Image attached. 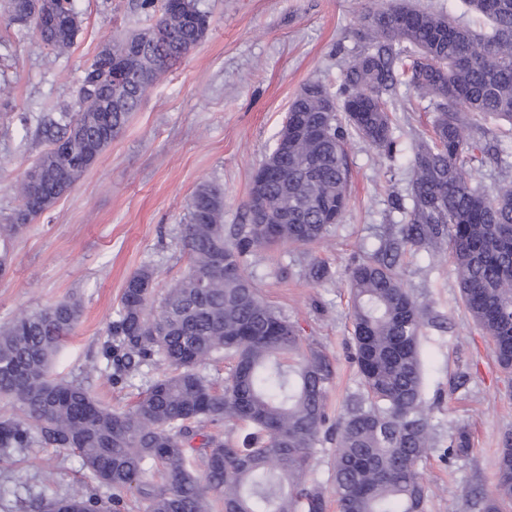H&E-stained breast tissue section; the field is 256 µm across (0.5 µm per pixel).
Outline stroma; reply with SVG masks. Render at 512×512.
Listing matches in <instances>:
<instances>
[{
    "label": "stroma",
    "instance_id": "1",
    "mask_svg": "<svg viewBox=\"0 0 512 512\" xmlns=\"http://www.w3.org/2000/svg\"><path fill=\"white\" fill-rule=\"evenodd\" d=\"M209 2L204 40L159 78L74 188L8 243L9 265L0 274V327L24 311L79 301V323L53 374L115 408L132 406L158 373L149 364L117 382L102 355L127 278L152 267L161 294L187 272L181 228L202 186H223L225 225L242 223L251 177L272 152L289 104L312 82L338 89L361 44L364 16L382 0ZM72 6L80 28L63 54L32 27L0 22V223L19 206L16 182L49 145L48 119L72 111L84 69L112 38L156 20L139 0H72ZM392 109V156L355 139L347 143L351 180L341 222L321 241L248 259L264 299L327 355L333 421L361 389L346 272L395 236L403 216L394 203L410 190L411 143L430 134L435 115L426 99L400 98ZM316 258L331 269L319 284L304 274ZM400 271L433 317L421 339L423 393L434 427V446L421 464L426 512H477L474 502L493 491L498 451L512 437V372L498 366L490 339L466 310L447 248L406 250ZM461 428L471 435L470 452L448 458V437ZM88 483L74 454L42 443L0 451V512H33L36 500Z\"/></svg>",
    "mask_w": 512,
    "mask_h": 512
}]
</instances>
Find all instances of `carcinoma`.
I'll return each instance as SVG.
<instances>
[{
    "instance_id": "obj_1",
    "label": "carcinoma",
    "mask_w": 512,
    "mask_h": 512,
    "mask_svg": "<svg viewBox=\"0 0 512 512\" xmlns=\"http://www.w3.org/2000/svg\"><path fill=\"white\" fill-rule=\"evenodd\" d=\"M463 0L490 31L478 34L450 14L388 0L366 16L364 46L351 56L336 99L344 118L324 105L321 84L304 87L288 110L265 160L281 170L262 202L247 198L243 223L224 229V192L204 186L190 199L182 246L188 272L155 298L156 272L135 271L126 281L103 356L121 380L148 361L165 366L128 410L96 400L80 383L56 380L49 367L79 322L77 302L61 300L16 318L0 330V397L18 411L0 422V448L33 439L76 454L95 488L41 500L34 512H122L128 497L141 512H324V493L307 476L327 420L333 383L327 358L306 346L293 322L259 295L246 273L255 251L320 240L338 223L348 201L347 138L382 154L396 146L390 106L408 86L429 99L433 135L411 145L410 207L398 238L368 254L348 272L354 360L361 392L346 400L336 426L331 482L339 512H425L419 465L432 436L422 394L420 342L431 322L428 305L405 287L400 248L448 243L463 303L490 337L498 364L512 370V182L492 190L474 185L466 164L486 162L489 149L464 134L468 115L512 126V0ZM68 20L46 44L56 53L74 43L80 22L72 0H52ZM157 13L146 32L108 44L85 69L75 111L50 120L49 147L37 161L36 187L16 186L21 206L0 224L7 242L50 209L98 161L137 111L158 75L205 37L188 14H209L202 0H141ZM10 22L43 30L33 0H6ZM131 78L94 93L112 64ZM233 362L217 389L198 371L214 358ZM243 424L241 439L202 435L198 425ZM464 431L451 435L447 455L469 452ZM481 512L512 508V439L500 449L497 483L479 498Z\"/></svg>"
}]
</instances>
